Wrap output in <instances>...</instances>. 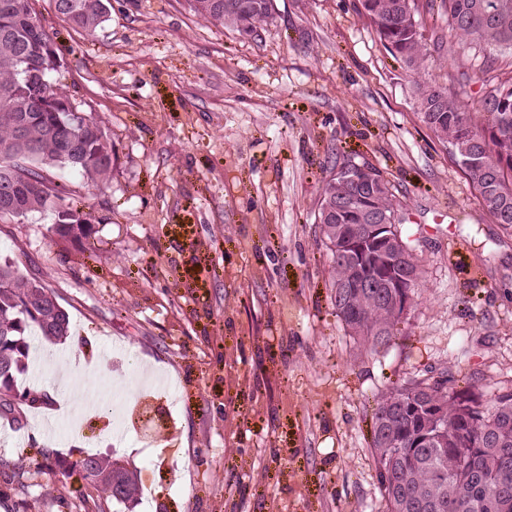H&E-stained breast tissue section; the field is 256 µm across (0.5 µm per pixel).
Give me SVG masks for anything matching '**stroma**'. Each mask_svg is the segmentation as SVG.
<instances>
[{"label": "stroma", "instance_id": "35a3bbf8", "mask_svg": "<svg viewBox=\"0 0 512 512\" xmlns=\"http://www.w3.org/2000/svg\"><path fill=\"white\" fill-rule=\"evenodd\" d=\"M94 35L37 9L53 86L112 143L101 188L69 201L94 232L57 238L56 209L0 221V262L51 288L67 341H30L0 412V459L26 499L0 512H93L80 474L46 478L41 449L120 459L153 498L108 512H383L369 442L375 397L408 377L512 389V234L484 208L416 86L486 95L487 53L453 46L418 73L360 0H276L253 37L187 0H111ZM374 168L403 206L421 270L392 347L358 349L331 300L315 221L335 160ZM124 423L123 438L113 426Z\"/></svg>", "mask_w": 512, "mask_h": 512}]
</instances>
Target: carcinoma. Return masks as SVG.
Instances as JSON below:
<instances>
[{
  "label": "carcinoma",
  "instance_id": "carcinoma-1",
  "mask_svg": "<svg viewBox=\"0 0 512 512\" xmlns=\"http://www.w3.org/2000/svg\"><path fill=\"white\" fill-rule=\"evenodd\" d=\"M58 18L73 30L91 35L107 21L109 0H51ZM194 13L215 25L253 36L274 18L275 0H188ZM365 14L381 40L408 67L426 71L431 54L422 44L415 0H362ZM448 18V41L489 49L512 48V0H440ZM59 62L35 0H0V189H12V209L0 219L59 208L55 232L64 240L88 239L90 218L66 206L64 174L95 186L110 178L112 142L90 116L75 112L48 74ZM422 121L458 158L478 153L483 164L467 171L494 222L512 230V76L484 95L471 112L436 84L418 85ZM360 196L372 210H397L387 182L373 173V184L360 193L334 177L321 191L316 217L334 276L332 301L347 332L361 346H390L401 320L402 302L416 294L421 271L404 248V225L387 233V247L366 243L355 263L340 253L338 233L360 219L336 209V201ZM383 296L347 288L351 279L368 277L381 256ZM54 292L38 278L18 274L16 263L0 264V410L15 411L11 400L16 377L28 365V333L62 340L69 315L56 310ZM477 382L458 388L447 373L437 380L412 377L377 396L372 409L370 450L378 474L384 512H512V390L484 401ZM64 475L78 471L104 500L127 507L141 493V477L118 459L87 455L45 465Z\"/></svg>",
  "mask_w": 512,
  "mask_h": 512
}]
</instances>
